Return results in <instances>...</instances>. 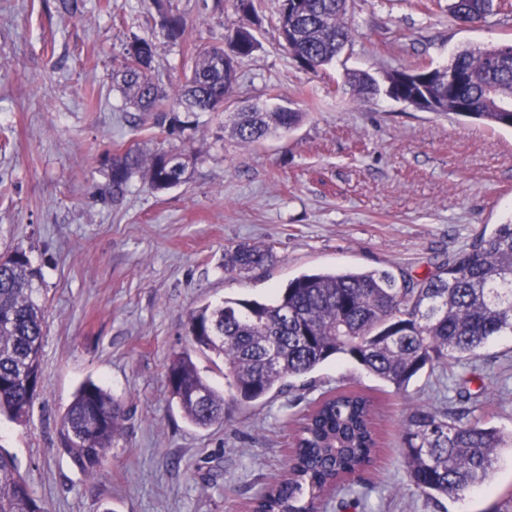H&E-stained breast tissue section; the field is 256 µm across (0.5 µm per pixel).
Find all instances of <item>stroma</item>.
Instances as JSON below:
<instances>
[{
  "mask_svg": "<svg viewBox=\"0 0 512 512\" xmlns=\"http://www.w3.org/2000/svg\"><path fill=\"white\" fill-rule=\"evenodd\" d=\"M0 0V254L21 251L45 306L42 387L28 421L0 419V450L15 457L48 512H248L278 477L298 420L322 393L348 384L375 402L376 461L330 492L321 512H512V450L462 499L426 498L401 462L402 423L417 406L441 412L449 373L426 370L406 390L352 360H330L223 424L198 429L171 401L165 372L187 344L185 314L226 298H267L304 272L394 266L421 278L481 234L512 220V132L378 97L362 103L352 70L380 77L447 65L460 49L512 44V0L485 22L460 23L448 0H350V45L306 70L278 30L281 0H255L258 41L238 68L223 112L180 113L173 134L126 105L112 81L135 36L157 46L162 86L183 77L187 53L223 41L241 17L234 0H172L185 40L162 35L151 0ZM290 107L304 121L258 145L237 140L231 112ZM186 151L187 181L153 191L134 176L119 202L107 183L116 146ZM239 242L273 249L274 265L224 270ZM474 414L512 432V338L476 360ZM92 379L129 412L100 472L62 450L60 418Z\"/></svg>",
  "mask_w": 512,
  "mask_h": 512,
  "instance_id": "stroma-1",
  "label": "stroma"
}]
</instances>
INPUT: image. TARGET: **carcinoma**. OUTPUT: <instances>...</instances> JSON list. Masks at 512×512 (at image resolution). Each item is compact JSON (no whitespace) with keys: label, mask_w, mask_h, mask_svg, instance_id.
I'll return each mask as SVG.
<instances>
[{"label":"carcinoma","mask_w":512,"mask_h":512,"mask_svg":"<svg viewBox=\"0 0 512 512\" xmlns=\"http://www.w3.org/2000/svg\"><path fill=\"white\" fill-rule=\"evenodd\" d=\"M164 13V35L184 37L186 22L168 13L167 0H152ZM495 0H449L460 21L478 24L493 14ZM242 23L227 37L186 62L184 79L172 93L154 75L155 43L134 37L124 47L114 78L124 99L138 112L156 113L165 133L180 120L174 113L222 112L232 101L240 61L257 41L247 21L254 0H235ZM349 0H282L279 30L289 51L316 72L332 63L351 42ZM453 80H448V75ZM347 82L368 103L381 87L401 101L418 93L433 95L441 110L491 127L512 129V112L495 102L512 103V44L461 49L444 67L394 71L378 80L365 71ZM304 113L290 108H250L231 123L244 144L289 132ZM188 155L139 147L112 155L102 198L124 197L133 176L143 174L156 191L184 181ZM268 249L238 243L224 250V270L250 272L273 263ZM34 273L25 254L0 257V416L26 419L41 384L44 308L32 288ZM189 347L174 354L166 370L173 400L190 423H224L226 406L243 409L281 391L339 356L397 391L423 370H451L468 362L500 336H512V221L480 235L424 278L388 269L302 273L270 300L225 299L190 311L184 322ZM213 354L224 363V390L203 377L192 353ZM126 412L102 386L83 384L60 419V442L84 473H97L120 436ZM403 460L411 485L429 498H460L486 483L504 435L465 413L418 407L406 418ZM378 432L373 402L352 389L322 397L301 423L283 473L251 505L252 512H319L324 496L357 478L374 460ZM0 512H46L44 502L20 473L14 457L0 451Z\"/></svg>","instance_id":"1"}]
</instances>
